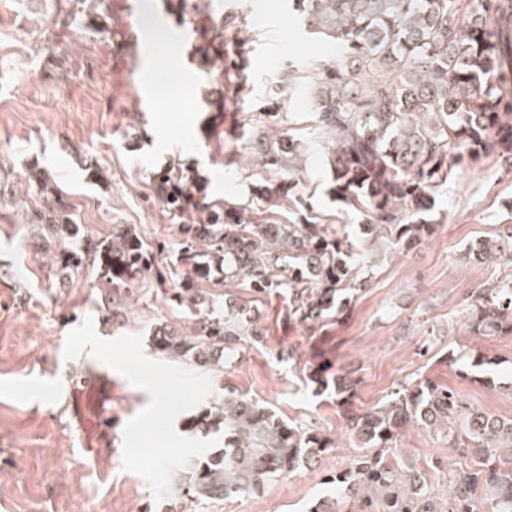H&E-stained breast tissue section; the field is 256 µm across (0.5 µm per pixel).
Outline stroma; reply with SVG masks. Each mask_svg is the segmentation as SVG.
Segmentation results:
<instances>
[{
    "label": "stroma",
    "mask_w": 512,
    "mask_h": 512,
    "mask_svg": "<svg viewBox=\"0 0 512 512\" xmlns=\"http://www.w3.org/2000/svg\"><path fill=\"white\" fill-rule=\"evenodd\" d=\"M150 22L178 39L190 35L186 53L150 44ZM207 30L224 34L223 59L213 67L195 56ZM339 55L304 32L290 0H0V512H166V501L122 469L123 426L148 394L90 351L68 360L63 347L88 316L104 338L146 339L155 325H188L173 298L177 276L162 285L144 272L128 293L90 265L60 276L38 244L35 212L46 200L27 196V172L55 176L82 234L102 241L113 225L135 226L156 265L169 267L180 249L179 220L156 198L152 173L193 172L204 195L245 207L256 223L287 219L285 201L254 194L269 172L253 162L244 115L272 107L285 127L306 134L305 89L282 77L317 76ZM149 67L168 73L162 90L144 88ZM306 166L302 195L335 223L329 168L317 153ZM433 224L431 236L364 268L368 288L318 339L275 329L273 303L255 302L269 332L242 348L219 384L285 419L318 423L339 446L317 469L246 496L186 500L179 512H306L329 495L324 477L359 450L343 437L335 399L316 395L308 382L317 353L358 380L357 411L384 405L424 376L467 405L512 418V339L469 335L459 313L462 299L500 273L469 252L512 224V165L494 156L460 170L440 193ZM111 297L122 309L110 322ZM449 349L496 359L494 386L460 378L444 359ZM394 461L436 485L448 446L405 426Z\"/></svg>",
    "instance_id": "obj_1"
}]
</instances>
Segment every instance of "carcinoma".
I'll return each instance as SVG.
<instances>
[{
	"label": "carcinoma",
	"mask_w": 512,
	"mask_h": 512,
	"mask_svg": "<svg viewBox=\"0 0 512 512\" xmlns=\"http://www.w3.org/2000/svg\"><path fill=\"white\" fill-rule=\"evenodd\" d=\"M312 34L340 45L342 55L305 88L314 117L312 135L275 128L261 117L250 124L251 149L274 177L256 188L261 198H282L295 220L256 224L228 201L192 191L194 175L164 170L152 175L157 197L178 225L184 278L175 299L192 316L182 333L167 325L152 330L151 349L188 361L209 373L232 363L221 352L239 351L262 335L251 300L219 297L199 287L242 280L253 293L284 300L276 325L309 337L352 307L367 281L359 262L395 256L430 234L425 219L439 190L457 171L497 155L512 157V101L502 69L512 68V40L494 29L512 19V0H293ZM318 141L327 148L331 192L343 211L365 220L352 237L341 224H325L299 195L305 154ZM28 188L45 193L53 176L32 169ZM40 246L56 267L70 272L88 264L103 270L116 288H129L154 266L135 227L117 224L101 246L86 239L68 202L55 197L38 213ZM480 260L504 267L460 309L473 336L512 337V225L474 246ZM458 376L491 384L485 356L449 359ZM317 393L334 392L344 408L345 433L363 449L323 484L352 504L351 512H478L480 494L492 512H512V418L468 407L459 395L425 377L371 411L350 406L358 383L336 375L332 363L312 365ZM413 425L448 443V454L474 466L450 470L448 490L427 482L416 468L393 465L400 428ZM192 431L224 432V447L177 469L178 491L194 501L224 500L256 492L277 478L317 465L336 441L310 421H288L269 407L218 387L210 405L188 422Z\"/></svg>",
	"instance_id": "cac0c4a2"
}]
</instances>
